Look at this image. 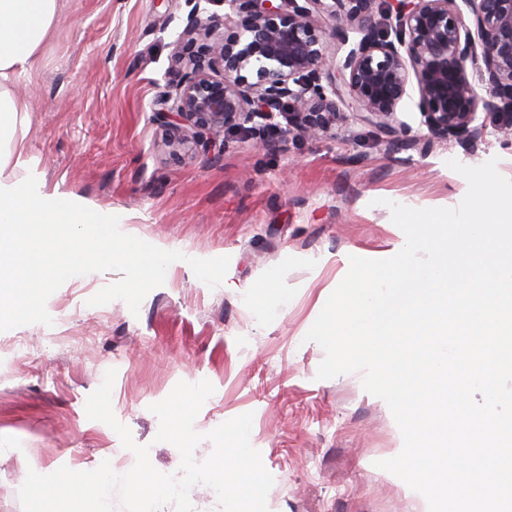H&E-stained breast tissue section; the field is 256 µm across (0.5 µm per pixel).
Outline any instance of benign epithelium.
<instances>
[{
    "label": "benign epithelium",
    "instance_id": "benign-epithelium-1",
    "mask_svg": "<svg viewBox=\"0 0 512 512\" xmlns=\"http://www.w3.org/2000/svg\"><path fill=\"white\" fill-rule=\"evenodd\" d=\"M202 1L214 2L193 0L155 102L175 156L221 135L258 134L268 150L321 139L346 106L395 147L474 141L480 112L512 144V0H224L222 18ZM412 77L425 137L396 119Z\"/></svg>",
    "mask_w": 512,
    "mask_h": 512
}]
</instances>
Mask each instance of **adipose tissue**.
Returning <instances> with one entry per match:
<instances>
[{"mask_svg": "<svg viewBox=\"0 0 512 512\" xmlns=\"http://www.w3.org/2000/svg\"><path fill=\"white\" fill-rule=\"evenodd\" d=\"M65 6L66 0H0V262L14 264L13 280L0 288L1 322L25 320L44 289L104 256L129 266L130 293L166 270L164 247L144 252L128 232L105 231L111 212L48 191L35 175L19 178L8 170L24 164L30 110L14 86L37 68Z\"/></svg>", "mask_w": 512, "mask_h": 512, "instance_id": "obj_1", "label": "adipose tissue"}]
</instances>
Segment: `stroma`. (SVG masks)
I'll return each mask as SVG.
<instances>
[{
  "label": "stroma",
  "mask_w": 512,
  "mask_h": 512,
  "mask_svg": "<svg viewBox=\"0 0 512 512\" xmlns=\"http://www.w3.org/2000/svg\"><path fill=\"white\" fill-rule=\"evenodd\" d=\"M191 8L66 0L37 69L15 85L32 106L27 166L48 190L112 210L180 260L133 297L128 268L99 261L43 290L26 321L0 322V512H23L28 471H91L121 450L85 411L112 368L113 412L160 472L178 473L181 456L155 442L149 407L178 382L205 379L214 392L194 428L252 413L250 442L275 479L268 512H415L400 479L377 466L403 445L391 411L360 374L317 379L324 353L306 334L349 256L385 259L399 242L389 202L457 207L468 184L448 160L493 158L512 180V145L488 125L472 147L451 138L395 150L352 118L327 139L265 151L247 135L219 156L174 161L153 104ZM270 277L277 287L255 310L249 296Z\"/></svg>",
  "instance_id": "obj_1"
}]
</instances>
